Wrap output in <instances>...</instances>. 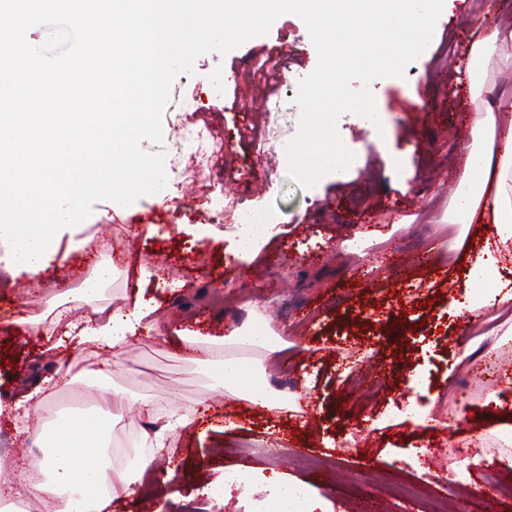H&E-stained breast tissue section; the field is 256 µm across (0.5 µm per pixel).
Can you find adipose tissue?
Listing matches in <instances>:
<instances>
[{"label": "adipose tissue", "instance_id": "ef3b65f1", "mask_svg": "<svg viewBox=\"0 0 512 512\" xmlns=\"http://www.w3.org/2000/svg\"><path fill=\"white\" fill-rule=\"evenodd\" d=\"M504 13H482L471 23L483 29L467 63L471 81L485 88L481 102L485 119L475 141L461 159L460 186L448 211L452 224H490L491 237L484 240L470 258L465 310L471 316L494 305H512V283L505 280L502 262L512 259V89L488 82L486 59L499 53L502 65L512 67V28L504 23ZM114 265L105 259L98 263L93 278L82 290L86 303L92 304L95 324L83 323L81 308L64 309L57 315L66 322L81 352L92 355L107 347L120 353L135 337L143 323H155V310L143 304L134 307H111L101 304L104 285L112 279ZM285 342L272 331L263 314H255L245 327L233 330L224 340L206 342L201 351L206 370L217 387L266 412L296 409L295 399L275 390L261 360L252 350L269 353L283 349ZM67 384L74 398L94 395L101 406H115L124 398L129 406L146 416L149 426L141 434L148 455L135 464L133 473L114 469L107 450L112 442V423L100 417H57L43 425L36 444L43 450L39 476L21 484L0 481V501L19 494L37 499L44 512H88L114 500L129 497L133 480L142 479L156 456L167 453V438L176 430L188 429L191 419L177 409L160 411L153 400L132 391L116 393L107 371L70 376ZM266 512H325L322 502L302 483L285 480L273 483L267 498Z\"/></svg>", "mask_w": 512, "mask_h": 512}]
</instances>
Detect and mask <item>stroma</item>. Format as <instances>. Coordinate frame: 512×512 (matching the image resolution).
<instances>
[{
    "instance_id": "stroma-1",
    "label": "stroma",
    "mask_w": 512,
    "mask_h": 512,
    "mask_svg": "<svg viewBox=\"0 0 512 512\" xmlns=\"http://www.w3.org/2000/svg\"><path fill=\"white\" fill-rule=\"evenodd\" d=\"M486 0H444L436 24L441 36L432 49L408 63L403 76L374 80L376 109L385 113L389 149L377 147L365 118L343 113L337 129L355 155L345 180L323 176L303 187L289 173L279 147L299 130L298 83L310 75L318 53L304 20L280 15L268 34L251 38L226 55H199L189 74L174 77L162 113L161 142L141 149L163 155L166 172L180 182L192 167L183 128L217 134L219 145L203 160L210 179L232 183L233 195L213 200L190 193L142 196L115 214L109 201H96L76 224L79 243L66 264L50 262L39 277L21 273L0 291V401L11 404L36 378L58 369L78 374L111 366L114 387L133 385L158 405L175 402L194 420L169 438L172 451L134 483L111 512H192L211 483L239 467L262 470L270 479L311 485L327 512H412L413 501L396 498L401 484L421 497L435 493L433 469H410L417 448L448 443L444 423L454 420L459 438L481 436L484 449L472 463L478 492L458 490L469 512H512V497L500 486L512 483V446L486 418V397L512 375V361L496 379L477 377L474 357L495 344L512 350V312L500 307L465 327L454 309L466 293L471 253L486 236L483 225L462 226L453 259L422 261L437 225L447 223L448 206L459 186L458 151L471 142L485 114L478 108L459 61L480 33L466 21ZM285 47L288 58L271 94L250 82L261 50ZM276 110L250 112L260 97ZM263 210L276 219V234L252 259L234 254L228 225L234 210ZM223 211L215 221V211ZM147 221L152 232L126 241L121 226ZM112 246L120 266L104 302L156 306L164 319L156 331H138L120 357L111 349L80 354L65 337V324L48 334L23 337L10 322L25 315L52 317L59 302L77 306L97 260L96 246ZM150 268V283L140 280ZM264 310L271 327L288 344L266 358L280 390L306 393L308 411L274 414L246 402L213 395L204 369L192 361L179 334L221 338L242 327L252 309ZM366 348L363 362L350 360L346 337ZM465 392H458V385ZM423 403L429 420H378L394 406ZM358 428L360 447L343 446ZM39 427L33 415L0 414V455L16 470L36 464Z\"/></svg>"
}]
</instances>
